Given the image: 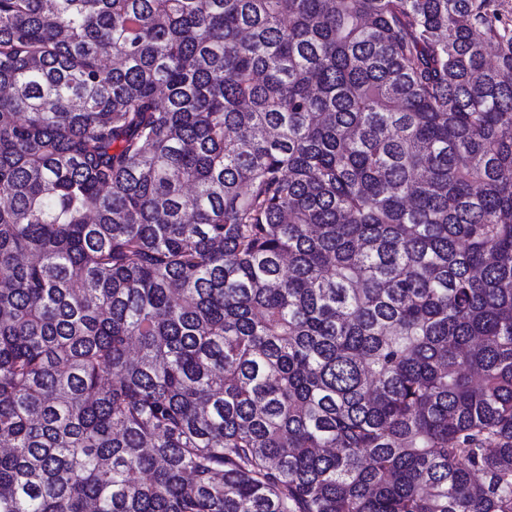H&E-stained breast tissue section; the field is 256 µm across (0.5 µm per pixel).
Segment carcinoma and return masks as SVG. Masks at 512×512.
Listing matches in <instances>:
<instances>
[{"instance_id": "1", "label": "carcinoma", "mask_w": 512, "mask_h": 512, "mask_svg": "<svg viewBox=\"0 0 512 512\" xmlns=\"http://www.w3.org/2000/svg\"><path fill=\"white\" fill-rule=\"evenodd\" d=\"M0 443V512H512L501 0H0Z\"/></svg>"}]
</instances>
